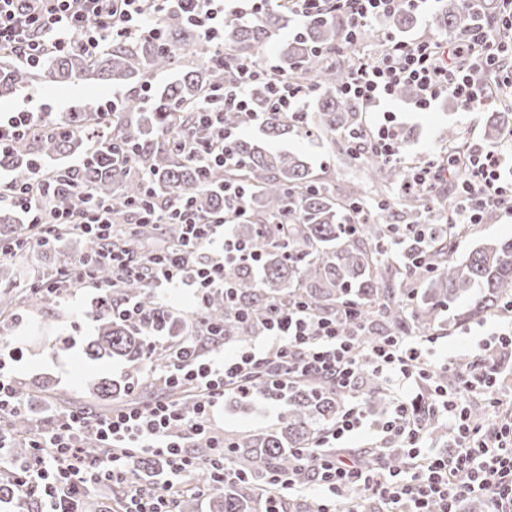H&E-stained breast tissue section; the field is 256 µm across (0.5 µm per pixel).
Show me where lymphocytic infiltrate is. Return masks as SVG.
I'll return each instance as SVG.
<instances>
[{
  "instance_id": "1",
  "label": "lymphocytic infiltrate",
  "mask_w": 512,
  "mask_h": 512,
  "mask_svg": "<svg viewBox=\"0 0 512 512\" xmlns=\"http://www.w3.org/2000/svg\"><path fill=\"white\" fill-rule=\"evenodd\" d=\"M336 14L344 22L346 37H353L371 20L400 10H419L428 0H335ZM169 0H0V52L12 53L20 62L37 65L51 56L78 50L93 56L105 50L113 36L134 41L156 35L158 19ZM193 25L203 41L224 39L226 23L241 18V8H226L224 0H188ZM476 58L478 68L488 70L496 85L512 88V56L497 39L495 26H481L462 39L428 42L390 36L382 55L359 58L341 88L343 99L359 104L366 112L396 99L400 87H413L415 104L428 110L442 96L454 97L462 111H478L485 97L469 71L458 60ZM266 79L272 85L275 111L298 116L303 87L290 83L274 59L257 65H242L224 88V101L244 110L249 106L250 82ZM211 131L209 141L196 144L174 141L198 166H236L230 146L239 130L224 124V112L209 109L200 115ZM46 115L26 108L0 113V149L37 128L46 127ZM512 155L505 144L473 145L468 168L461 183L458 221L477 224L490 207L512 203V186L501 181V167ZM58 170H39L34 183L15 187L0 183V202L17 205L26 225L38 228V237L28 240L31 248L47 244L55 226L72 225L92 240L93 252L78 258L65 278L35 277L30 285L51 298H63L72 288L95 285L94 269L112 264L116 279H135L151 295L162 289L191 290L195 307L193 324L204 321L207 296L215 291L232 293L224 277L226 264H258L260 257L230 233V223H243V216L228 219L221 214L197 213L190 197L176 201H141L133 206L134 224H165L177 218L184 244L174 245L153 259L128 256L113 259L107 248L112 240L108 204L89 205V188L74 187L75 206L68 211L51 207L48 188L61 178ZM363 325L354 309L335 316H320L302 302L272 307L263 339L254 348L228 356L224 353L221 328L207 327L212 340L201 351L191 339L171 347L163 366L150 368V375L168 385L191 390L197 397L192 407L160 398L146 405H125L104 418L73 411L51 422L35 426L28 458L16 461L14 501L20 512L37 503L41 512H80L81 497L93 488L123 486L127 493L124 512H176L173 503L187 475L200 467L211 468L219 480L233 478L223 436L215 430V413L224 393L235 387L249 392L255 375L272 371L271 384L286 388L290 380L328 376L344 391H352L361 366L378 377H390L428 388L427 418L417 415L414 404L397 401L393 411L379 423L380 453L384 460L369 466L358 456L328 450L336 441L359 428L363 421L360 404L348 403L318 442L299 448L295 457L310 474L320 501L318 512H354L361 497L369 495L385 502L390 512H461L471 498L483 499L487 512H512V412L499 414L501 398L493 385L499 364L512 355V307L501 312L494 345L478 350L479 362L460 372L458 386H431L433 376L446 364L422 347L412 336H383L357 357L356 348ZM482 394L488 410L497 412L494 423L471 420L464 392ZM450 425V446L434 453L426 448L431 421ZM95 435L102 454L87 455L81 445L85 435ZM208 454H199V443ZM413 459V467L393 470L385 462L394 454ZM151 459L161 466V480H147L138 464Z\"/></svg>"
}]
</instances>
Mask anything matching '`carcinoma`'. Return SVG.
I'll use <instances>...</instances> for the list:
<instances>
[{
    "mask_svg": "<svg viewBox=\"0 0 512 512\" xmlns=\"http://www.w3.org/2000/svg\"><path fill=\"white\" fill-rule=\"evenodd\" d=\"M326 7V18L307 24L302 35L278 47L283 73L292 82L314 89V122L273 111L267 81L251 86L249 109L268 113L263 133L271 139L290 132L305 137L314 129L345 133L360 120L359 106L339 93L358 58V42L348 45L344 61H327V53L336 51L343 34L332 0H327ZM498 13V0H445L432 17L431 27L463 37L478 24L494 21ZM288 21V11L279 7L251 21L231 22L224 31V48L207 49L200 66L184 63L178 54V50L200 42L180 3L168 7L157 36L118 43L93 57L70 51L31 67L1 53L2 98L37 84H86L105 79L115 86H146L158 72L175 69L178 74L147 105L136 97L125 99L112 115L110 144L100 145L97 110L76 105L62 120V129L32 132L0 151V166L11 169L14 183L21 186L32 181L41 161L82 155L76 183L88 186L95 198L111 205L112 223L117 226L112 251L119 255L141 256L145 252L140 234L124 228L130 203L144 197V170L160 198L171 200L188 193L198 211L205 214L245 210L246 223L237 225L235 236L261 255L263 287L256 286L253 267H226V279L237 288L236 304H229L221 293L211 294L205 316L209 323L224 328L227 343L252 339L260 333L273 304L293 299L306 302L318 314L356 310L365 325V335L359 338L363 345L384 331L427 334L443 324L446 310H456L448 319L450 325L496 314L512 301V239L485 243L455 261L452 245L468 227L456 224L450 230L437 224L421 235L420 225L426 223V217L417 195L401 203L407 224L395 234L392 224L384 221L392 207L389 200L382 198L381 205L374 207L373 223H349L351 206L363 202L359 191L349 188L336 194L313 175L301 154L272 152L259 141L241 138L235 146L239 167L203 171L171 147L175 136L199 135L194 117L204 97L221 93L239 64L259 61ZM388 23L401 32L413 25L414 16L410 11L398 12L388 16ZM510 126L512 107L506 106L489 122L488 142L497 141ZM371 175L386 183H404L410 180L412 169L388 164L371 168ZM232 181L245 184V197L224 192V183ZM50 199L52 207L65 210L72 207L75 196L70 188L59 187ZM414 279L426 288L411 287ZM128 298L143 305V324L119 319L116 304ZM461 299L465 305L458 309L456 303ZM42 301L43 295L33 290L21 298L11 290L0 291V315H13L20 304L36 309ZM238 308L248 312V320L236 316ZM88 315L97 323L90 355L120 358L132 369L121 380L103 378L95 385L92 396L115 403L132 399L131 383L139 380L146 362V332L179 343L190 330L187 320L155 306L141 283L133 279L102 293ZM357 390L383 396L380 379L366 369ZM287 394L288 410L275 426L229 438L236 444L229 467L245 472L249 479L217 485L206 469L192 472V484L213 486L212 512H259L269 497L266 477L295 471V449L315 445L341 413L345 397L327 378L295 380L288 385Z\"/></svg>",
    "mask_w": 512,
    "mask_h": 512,
    "instance_id": "1",
    "label": "carcinoma"
}]
</instances>
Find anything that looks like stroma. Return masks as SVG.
Instances as JSON below:
<instances>
[{"label":"stroma","mask_w":512,"mask_h":512,"mask_svg":"<svg viewBox=\"0 0 512 512\" xmlns=\"http://www.w3.org/2000/svg\"><path fill=\"white\" fill-rule=\"evenodd\" d=\"M487 104L479 111L463 114L454 100L443 97L431 111L418 112L412 102L398 100L393 108L395 116L392 132L404 138L405 161L413 164L428 158L431 153L443 150L448 141L444 134L456 128L468 144L484 143V125L490 110L500 108V90L493 80H486ZM109 83H93L57 88H33L35 99L49 103L54 121H61L72 105L97 103L100 96L112 93ZM271 149L304 155L311 163L314 175L337 189L356 187L370 197L405 199L406 194L398 185H381L368 174L365 161L352 159L349 145L341 135L320 134L308 138L288 136L270 141ZM512 239V210H501L491 224H477L457 241L456 258H464L475 247L488 240ZM85 248L82 240L70 241L61 251H31L8 262L0 261V287L16 286L25 289L31 271L53 268L66 263ZM98 295L91 287L75 288L68 302L45 298L39 310L18 308L15 318L0 329V350L21 348L23 358L13 363L12 369L20 382L35 384L49 391L70 395L86 401L92 387L102 377L120 379L126 376L125 362L93 360L85 353L87 342L96 334V325L82 314L83 309ZM495 317L471 323L467 329L438 336L435 348L440 356L458 358L477 351L490 341ZM384 399L364 404L367 426L349 437L337 441L336 446L346 454L360 448H376L380 437L369 426L386 417L397 398L420 399L421 390L412 386L401 388L384 383ZM285 411L283 403L268 400L260 394L253 395L244 404L225 400L218 425L230 434L255 433L277 423Z\"/></svg>","instance_id":"stroma-1"}]
</instances>
